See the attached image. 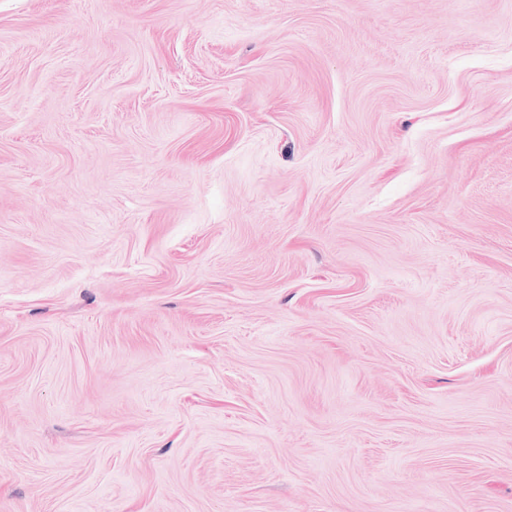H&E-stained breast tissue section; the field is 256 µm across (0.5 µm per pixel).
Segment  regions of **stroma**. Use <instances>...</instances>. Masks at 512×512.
<instances>
[{
    "label": "stroma",
    "mask_w": 512,
    "mask_h": 512,
    "mask_svg": "<svg viewBox=\"0 0 512 512\" xmlns=\"http://www.w3.org/2000/svg\"><path fill=\"white\" fill-rule=\"evenodd\" d=\"M0 512H512V0H0Z\"/></svg>",
    "instance_id": "stroma-1"
}]
</instances>
